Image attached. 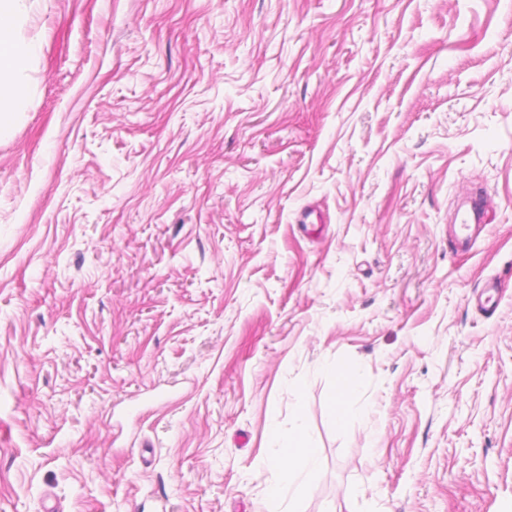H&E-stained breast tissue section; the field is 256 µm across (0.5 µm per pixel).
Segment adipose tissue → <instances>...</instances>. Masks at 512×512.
<instances>
[{
	"mask_svg": "<svg viewBox=\"0 0 512 512\" xmlns=\"http://www.w3.org/2000/svg\"><path fill=\"white\" fill-rule=\"evenodd\" d=\"M35 0H0V91L8 93L0 103V134L6 132L15 113L28 105V91L22 76L38 55L35 40L20 36L19 26L34 6ZM336 381L332 415L344 423L351 407L358 402L360 388L353 371L328 366ZM270 461L278 467V478L266 488L267 512H289L291 505L309 490L320 467V451L308 438L303 419H296L289 436L278 428L270 430Z\"/></svg>",
	"mask_w": 512,
	"mask_h": 512,
	"instance_id": "ef3b65f1",
	"label": "adipose tissue"
}]
</instances>
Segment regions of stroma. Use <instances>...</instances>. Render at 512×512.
<instances>
[{
	"label": "stroma",
	"instance_id": "stroma-1",
	"mask_svg": "<svg viewBox=\"0 0 512 512\" xmlns=\"http://www.w3.org/2000/svg\"><path fill=\"white\" fill-rule=\"evenodd\" d=\"M21 33L0 512H264L299 415L300 512H512V0H38ZM322 369L336 379V389L331 399L332 415L336 423L342 424L347 420L350 408L358 402V380L353 371L336 365H323ZM269 436V462L278 466V478L266 488V511L297 512L290 507L309 490L320 467V450L313 447L300 416L288 441L276 426L271 427Z\"/></svg>",
	"mask_w": 512,
	"mask_h": 512
}]
</instances>
